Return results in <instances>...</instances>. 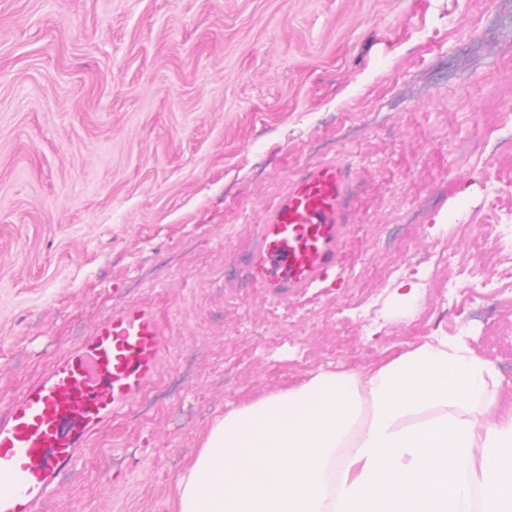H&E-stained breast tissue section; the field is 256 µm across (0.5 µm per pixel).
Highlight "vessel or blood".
Masks as SVG:
<instances>
[{
	"label": "vessel or blood",
	"instance_id": "1",
	"mask_svg": "<svg viewBox=\"0 0 512 512\" xmlns=\"http://www.w3.org/2000/svg\"><path fill=\"white\" fill-rule=\"evenodd\" d=\"M354 171L319 163L301 174L257 228L248 275L282 297L339 269ZM167 329L150 306L114 310L50 370L0 407V512H37L89 439L136 403L160 367Z\"/></svg>",
	"mask_w": 512,
	"mask_h": 512
}]
</instances>
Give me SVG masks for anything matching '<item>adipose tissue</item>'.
<instances>
[{"label": "adipose tissue", "mask_w": 512, "mask_h": 512, "mask_svg": "<svg viewBox=\"0 0 512 512\" xmlns=\"http://www.w3.org/2000/svg\"><path fill=\"white\" fill-rule=\"evenodd\" d=\"M172 512H512V398L441 338L215 418Z\"/></svg>", "instance_id": "adipose-tissue-1"}]
</instances>
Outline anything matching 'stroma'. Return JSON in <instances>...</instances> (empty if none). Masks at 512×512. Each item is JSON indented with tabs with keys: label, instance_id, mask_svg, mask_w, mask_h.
<instances>
[{
	"label": "stroma",
	"instance_id": "35a3bbf8",
	"mask_svg": "<svg viewBox=\"0 0 512 512\" xmlns=\"http://www.w3.org/2000/svg\"><path fill=\"white\" fill-rule=\"evenodd\" d=\"M511 128L512 0H0V405L117 308L168 328L39 512H170L216 416L441 337L512 394V303L442 285L479 262ZM331 159L344 262L276 300L241 275L255 226Z\"/></svg>",
	"mask_w": 512,
	"mask_h": 512
}]
</instances>
